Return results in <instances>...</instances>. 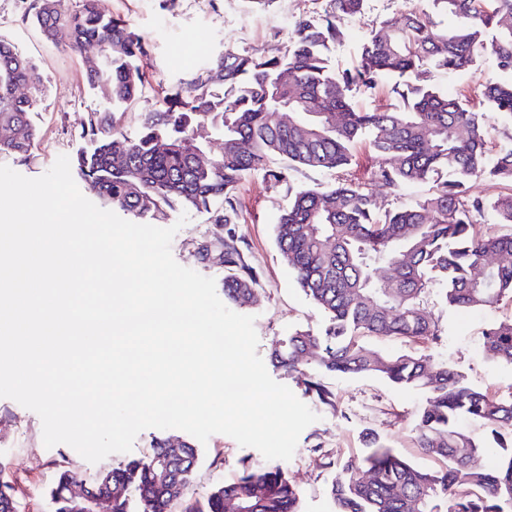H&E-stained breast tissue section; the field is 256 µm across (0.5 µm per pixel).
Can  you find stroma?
Segmentation results:
<instances>
[{
  "label": "stroma",
  "instance_id": "35a3bbf8",
  "mask_svg": "<svg viewBox=\"0 0 512 512\" xmlns=\"http://www.w3.org/2000/svg\"><path fill=\"white\" fill-rule=\"evenodd\" d=\"M33 4L34 0H0V37L34 63L20 91L37 97L32 119L39 131L38 140L29 159L8 162L9 167L30 178L44 174L59 155L72 158L91 151L94 143L85 133L89 116L110 107L100 93L88 88L83 77L84 61L94 56V49L80 55L48 40L32 21ZM417 4L418 0H366L361 13L342 25L340 39L330 48L331 65L356 67L372 27ZM96 7L105 16L123 19L146 43L144 64L152 78L151 87L137 103L110 107L115 112L118 135L133 139L139 134L142 112L158 105L166 93L188 90L210 60L224 50L255 56L287 53L295 20L302 17L321 23L326 0H271L265 8L252 7L248 0H96ZM501 77L493 56L484 54L465 71L436 75L434 83L442 92L475 105L481 99L483 84ZM369 143V137H362L352 153L358 162L357 174L378 211L416 205L430 193L427 183L395 190L371 178ZM279 170L286 171V179H273V172ZM336 179L333 171L290 167L275 159L268 170L248 173L241 180L235 191L240 206L232 223L215 224L208 212H186L179 207L167 210L159 222L163 228H178L171 252L180 265L223 285V266L202 262L197 245L231 237L257 277L253 302L242 309L243 314L255 318L257 353L269 375L288 386L318 416L302 432L293 458L284 464L300 491V512H335L328 487L342 477L345 459L368 453L365 435L369 432L419 468L433 470L439 466L417 443L419 410L427 397L424 389L399 387L377 375L291 370L273 358L274 349L285 345L295 331L319 335L328 324L327 316L305 295L282 259L274 227L290 196L306 188H329ZM430 307L439 319L440 342L368 336L365 344L382 354L425 355L430 365L443 363L454 369L473 389L496 396L512 395V366L492 361L483 350L484 329L491 322L512 317V301H503L495 308L460 309L434 300ZM313 379L329 389L331 404L320 403L307 393ZM455 426L481 447L472 460L474 469H492L512 454V447L499 446L490 428L479 419L462 416ZM171 435L168 429L143 430L130 453H115L92 464L68 445L45 447L40 417L12 399L0 398V475L8 480L21 512H52L49 490L62 468L90 478L121 467L129 458L145 456L155 440ZM198 455L193 477L170 512H182L187 502L201 499L216 485L234 479L243 464L258 468L267 464L258 450L239 446L223 434L212 435L207 444L199 446Z\"/></svg>",
  "mask_w": 512,
  "mask_h": 512
}]
</instances>
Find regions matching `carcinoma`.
Returning a JSON list of instances; mask_svg holds the SVG:
<instances>
[{
    "mask_svg": "<svg viewBox=\"0 0 512 512\" xmlns=\"http://www.w3.org/2000/svg\"><path fill=\"white\" fill-rule=\"evenodd\" d=\"M425 6L382 20L351 71L330 65V45L343 20L359 13L365 0H328L323 23H295L286 55L254 56L226 50L211 60L186 94L163 98L141 113L133 140L119 139L115 114L91 113L87 134L95 147L76 158L78 176L101 208L135 217L164 214L176 205L212 214V223L230 224L237 213L234 190L242 177L267 169L280 158L304 168L347 171L351 148L370 134L374 175L393 189L433 182L419 204L377 216L372 196L358 178L347 175L328 189L298 191L283 209L275 238L282 257L306 296L329 318L321 336L296 332L275 360L290 368L306 366L340 374L380 375L398 386L426 389L418 417V443L446 463L423 470L391 448L350 457L347 478L332 481L336 512H505L512 505V455L495 470L466 467L479 446L457 431L464 414L489 425L496 437L512 439V397L505 400L466 386L446 365L429 368L424 356L382 355L363 336L423 338L440 336L428 310L430 285L443 284L441 301L468 308L494 307L512 299V233H479L473 215L491 210L500 224H512V191L491 199L468 194L474 177L512 185V148L488 161L490 125L486 113L440 93L437 73L472 66L489 51L509 79L484 85L491 111L512 121V0H423ZM61 0L42 6L33 18L43 35L73 52L98 48L100 64L85 69V82L116 104H133L146 90L141 66L142 38L120 19L98 12L95 0L66 14ZM32 69L30 58L0 39V155L26 160L35 144L36 101L16 94ZM394 76L403 107L357 112L350 103L354 85L373 89ZM315 101L319 111L309 112ZM288 110L296 123L283 125L277 112ZM222 138L221 152L201 163L186 154L182 141L201 125ZM224 207L217 208L218 201ZM224 266V299L248 305L257 281L234 242L215 246ZM493 256L486 273L479 266ZM393 266L391 281L378 277ZM483 347L494 361L512 365V319L491 324ZM168 440L151 452L112 470V512H169L198 462L185 444L181 456L166 459ZM82 475L59 473L50 490L54 512H69L68 487ZM300 493L280 465L242 466L232 481L212 489L184 512H299ZM0 512H19L8 481H0Z\"/></svg>",
    "mask_w": 512,
    "mask_h": 512,
    "instance_id": "cac0c4a2",
    "label": "carcinoma"
}]
</instances>
